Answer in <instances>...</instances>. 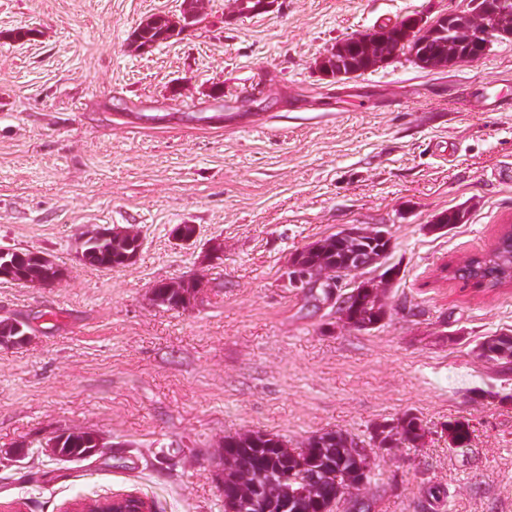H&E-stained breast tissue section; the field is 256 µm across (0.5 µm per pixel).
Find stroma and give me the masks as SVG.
<instances>
[{"instance_id": "35a3bbf8", "label": "stroma", "mask_w": 512, "mask_h": 512, "mask_svg": "<svg viewBox=\"0 0 512 512\" xmlns=\"http://www.w3.org/2000/svg\"><path fill=\"white\" fill-rule=\"evenodd\" d=\"M197 7L203 27L143 53L132 31L183 0H0V246L66 273L49 288L0 279V320L30 333L0 345V506L134 492L153 512H224L226 435L366 441L411 413L424 439L377 449L350 497L426 512L439 484L448 496L427 512H512V363L477 349L512 331V286L439 276L512 225V36L472 62L423 69L400 52L339 80L319 63L341 40L472 0ZM470 87L502 107L463 106ZM457 209L464 223L434 230ZM179 224L190 243L173 240ZM352 224L385 227L399 270L371 331L286 279L295 252ZM116 226L143 240L131 263L80 261L88 232ZM192 277L207 286L188 307L152 301ZM453 420L467 447L449 446ZM65 430L102 450L46 453Z\"/></svg>"}]
</instances>
